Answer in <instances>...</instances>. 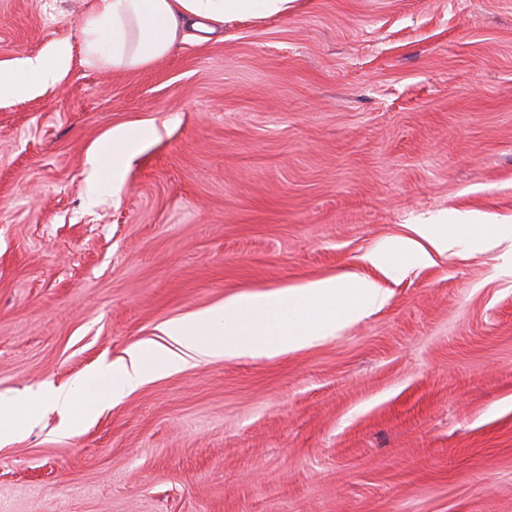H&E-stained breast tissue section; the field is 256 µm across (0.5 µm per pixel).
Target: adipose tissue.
Segmentation results:
<instances>
[{"label": "adipose tissue", "mask_w": 512, "mask_h": 512, "mask_svg": "<svg viewBox=\"0 0 512 512\" xmlns=\"http://www.w3.org/2000/svg\"><path fill=\"white\" fill-rule=\"evenodd\" d=\"M293 0H97L84 26L89 55L99 66L138 69L167 55L180 33L203 22L269 18L287 14ZM65 46L46 56L19 60L0 69V99L17 93L38 96L59 84L68 72ZM139 136L133 129L112 130L111 153H94L89 163L95 187L102 190L122 178V166L134 157ZM486 245L512 254L511 224H412L405 235L368 252L365 259L387 278L402 274L408 260L431 262L437 254H455ZM387 289L349 275L310 282L291 290L239 295L218 308L196 312L160 326L162 341L132 346L119 362L102 363L83 381L81 392L52 388L46 397L79 425L97 404L128 395L159 375L205 361L242 356L272 357L313 345L349 323L385 306Z\"/></svg>", "instance_id": "ef3b65f1"}]
</instances>
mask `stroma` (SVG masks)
<instances>
[{
	"label": "stroma",
	"mask_w": 512,
	"mask_h": 512,
	"mask_svg": "<svg viewBox=\"0 0 512 512\" xmlns=\"http://www.w3.org/2000/svg\"><path fill=\"white\" fill-rule=\"evenodd\" d=\"M95 0H0V62L70 67L0 99V512H512V274L501 250L397 280L365 254L512 224V0H297L152 65L102 69ZM150 137L116 191L88 158ZM348 273L380 311L274 357L166 373L61 431L72 388L160 325ZM19 411L14 398H0V443L14 439L20 430L25 427L30 429L35 425L33 414L21 416Z\"/></svg>",
	"instance_id": "obj_1"
}]
</instances>
